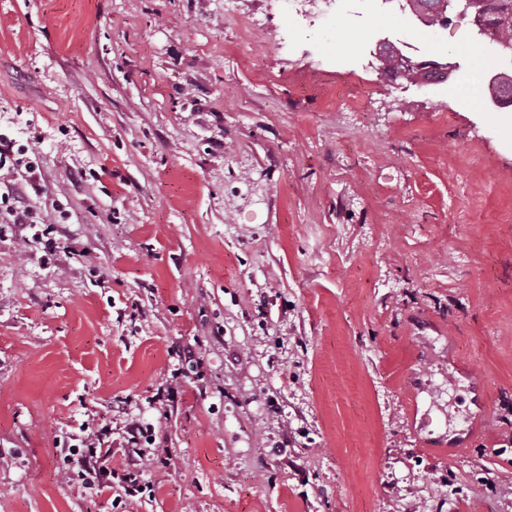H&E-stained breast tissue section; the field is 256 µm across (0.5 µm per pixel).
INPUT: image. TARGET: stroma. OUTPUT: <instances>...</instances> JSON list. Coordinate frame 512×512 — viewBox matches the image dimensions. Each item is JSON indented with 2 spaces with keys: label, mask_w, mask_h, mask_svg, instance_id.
Listing matches in <instances>:
<instances>
[{
  "label": "stroma",
  "mask_w": 512,
  "mask_h": 512,
  "mask_svg": "<svg viewBox=\"0 0 512 512\" xmlns=\"http://www.w3.org/2000/svg\"><path fill=\"white\" fill-rule=\"evenodd\" d=\"M290 24L0 0V194L44 233L0 210V512H512V112L472 20L400 94L395 17ZM131 418L169 464L116 508L63 445Z\"/></svg>",
  "instance_id": "1"
}]
</instances>
